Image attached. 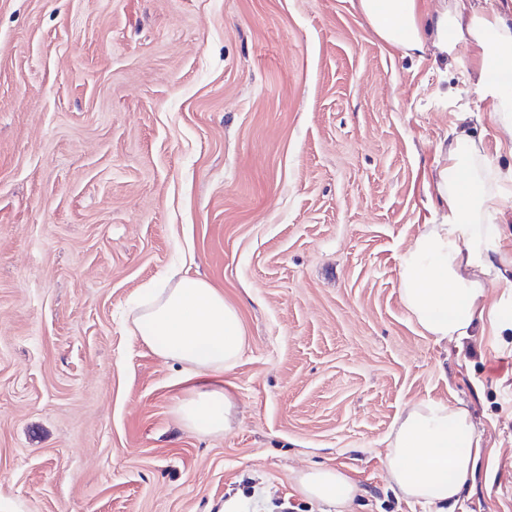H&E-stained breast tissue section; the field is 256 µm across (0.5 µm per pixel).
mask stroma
Listing matches in <instances>:
<instances>
[{
  "label": "stroma",
  "mask_w": 512,
  "mask_h": 512,
  "mask_svg": "<svg viewBox=\"0 0 512 512\" xmlns=\"http://www.w3.org/2000/svg\"><path fill=\"white\" fill-rule=\"evenodd\" d=\"M455 53L383 45L358 0H0V512H326L293 481L318 466L351 512H437L386 467L423 399L483 439L448 512H512V333L438 342L400 300L451 124L512 174ZM175 265L243 324L226 434L127 331Z\"/></svg>",
  "instance_id": "obj_1"
}]
</instances>
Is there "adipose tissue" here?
Here are the masks:
<instances>
[{"label": "adipose tissue", "mask_w": 512, "mask_h": 512, "mask_svg": "<svg viewBox=\"0 0 512 512\" xmlns=\"http://www.w3.org/2000/svg\"><path fill=\"white\" fill-rule=\"evenodd\" d=\"M359 9L384 43L417 55L448 59L449 32L470 45V76L478 91L492 90L494 75L512 78V18L489 13L478 0H437L422 16L418 0H359ZM500 174L487 162L469 131L454 126L437 147L429 198L446 212L427 225L399 257L400 297L423 335L461 342L478 326L498 336L512 330L503 300H488L494 286L512 295V254L498 249L502 214ZM129 332L161 358L186 365L195 385L176 408L180 421L201 435L230 432L235 400L218 379L233 369L245 338L237 309L208 281L174 272L161 286L146 287L131 315ZM481 435L465 406L426 399L407 405L388 438L390 482L406 501L423 505L454 502L473 479ZM306 498L347 512L353 482L321 466L298 472Z\"/></svg>", "instance_id": "obj_1"}]
</instances>
